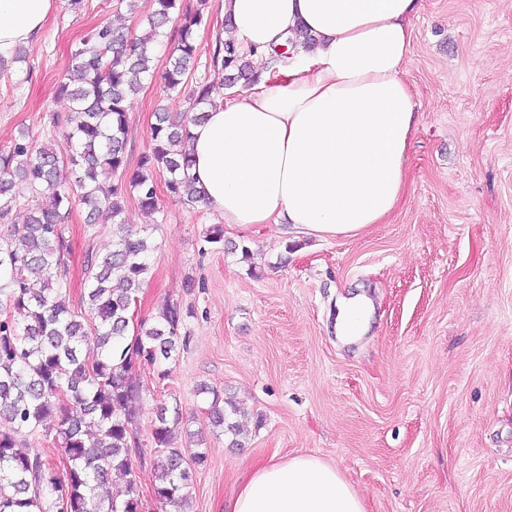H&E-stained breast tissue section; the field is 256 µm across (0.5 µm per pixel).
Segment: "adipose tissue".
I'll use <instances>...</instances> for the list:
<instances>
[{
  "label": "adipose tissue",
  "mask_w": 512,
  "mask_h": 512,
  "mask_svg": "<svg viewBox=\"0 0 512 512\" xmlns=\"http://www.w3.org/2000/svg\"><path fill=\"white\" fill-rule=\"evenodd\" d=\"M55 0H0V56L41 33ZM419 0H221L225 36L264 64L245 96L191 125L190 172L225 224L353 237L404 199L421 114L403 79ZM312 51L272 58L293 29ZM225 512H365L336 467L318 457L252 469Z\"/></svg>",
  "instance_id": "ef3b65f1"
}]
</instances>
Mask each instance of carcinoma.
<instances>
[{
  "label": "carcinoma",
  "instance_id": "1",
  "mask_svg": "<svg viewBox=\"0 0 512 512\" xmlns=\"http://www.w3.org/2000/svg\"><path fill=\"white\" fill-rule=\"evenodd\" d=\"M179 3L152 0L144 34L104 23L71 52L57 90V102L68 110L67 158L27 142L0 152V224L11 225L0 237V424L8 425L0 430V512H56L61 499L68 512H141L132 458L143 455L137 427L144 396L133 372L177 358L184 347L180 330L192 310L172 301L153 323L133 322L132 306L148 281L154 227L129 230L123 202L134 195L143 212L157 211L154 176L159 173L166 175L172 196L190 203L201 199L186 144L189 125L202 120L199 113L217 93L208 83L189 84L204 9L182 14L160 74L166 96L187 99L189 108L155 113L152 146L131 175L126 173L127 99L155 77L154 46ZM211 62L227 72L229 88H250L259 81L248 58L219 37ZM21 188L41 202L19 225L13 204ZM77 202L90 224L97 214L110 213L116 236L112 251L87 254V318L70 308L57 287L70 253L64 223ZM13 309L25 314L24 325L11 319ZM56 413L61 418L53 428L47 420ZM238 413V406L212 392L211 425L237 436L240 430L229 417ZM183 426L179 406H162L151 431L157 457L154 499L174 512H188L196 468L207 459L205 448L172 446L174 432ZM40 431L61 449L65 473L53 460L17 449V435ZM114 473L126 477L121 495L111 491Z\"/></svg>",
  "mask_w": 512,
  "mask_h": 512
}]
</instances>
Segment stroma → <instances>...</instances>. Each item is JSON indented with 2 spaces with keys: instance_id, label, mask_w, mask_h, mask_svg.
Returning <instances> with one entry per match:
<instances>
[{
  "instance_id": "obj_1",
  "label": "stroma",
  "mask_w": 512,
  "mask_h": 512,
  "mask_svg": "<svg viewBox=\"0 0 512 512\" xmlns=\"http://www.w3.org/2000/svg\"><path fill=\"white\" fill-rule=\"evenodd\" d=\"M150 9V0L133 11L122 0H85L75 11L56 0L25 63L0 73V151L23 135L67 156L49 111L71 49L100 23L142 33ZM208 11L189 78L220 87L224 73L210 61L224 32L220 0ZM412 28L403 78L422 121L406 198L383 223L295 242L264 225L228 226L219 247L205 232L220 216L165 185L153 215L127 199L126 224L155 226L135 320L154 319L172 300L193 311L167 376L136 372L146 391L144 456L134 462L141 494L156 479V411L176 404L189 425L175 446L198 431L208 449L190 512H224L255 465L300 453L335 464L366 512H512V0H421ZM163 105L187 107L164 100L156 79L130 94V169L150 149ZM111 225L109 213L90 224L81 207L72 211L62 289L73 309L82 306L85 255L111 249ZM357 295L375 309L363 336L345 340L336 306ZM202 385L242 407L241 447L212 430Z\"/></svg>"
}]
</instances>
